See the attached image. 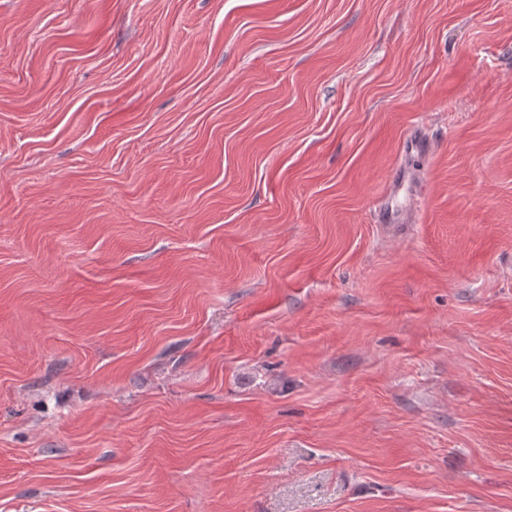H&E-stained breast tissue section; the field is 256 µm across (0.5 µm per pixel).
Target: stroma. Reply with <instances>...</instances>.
I'll return each instance as SVG.
<instances>
[{"label": "stroma", "mask_w": 512, "mask_h": 512, "mask_svg": "<svg viewBox=\"0 0 512 512\" xmlns=\"http://www.w3.org/2000/svg\"><path fill=\"white\" fill-rule=\"evenodd\" d=\"M0 512H512V0H0ZM415 181V172L403 166L392 176L389 186L381 195V203L376 211V222L379 224H407L408 210L395 209L388 206L387 199L396 191Z\"/></svg>", "instance_id": "35a3bbf8"}]
</instances>
